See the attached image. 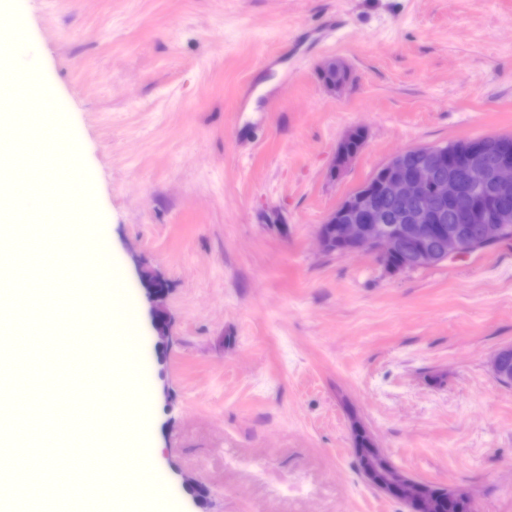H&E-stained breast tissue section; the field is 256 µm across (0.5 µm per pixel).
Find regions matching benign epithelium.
I'll return each instance as SVG.
<instances>
[{
	"label": "benign epithelium",
	"mask_w": 512,
	"mask_h": 512,
	"mask_svg": "<svg viewBox=\"0 0 512 512\" xmlns=\"http://www.w3.org/2000/svg\"><path fill=\"white\" fill-rule=\"evenodd\" d=\"M486 145L469 140L428 146L413 166L403 150L381 166V180L360 187L326 218L333 228L316 236L325 253L343 256L369 252L390 274L439 265L467 251L496 244L512 211L502 201L512 196V149L488 159ZM356 154L337 148L330 172L343 173ZM387 198L399 205L389 215ZM151 325L162 341L170 336L167 295L146 289ZM357 470L370 487L403 503L407 512H436L442 497L448 504L475 512V500L465 489L423 482L405 472L377 446L352 448Z\"/></svg>",
	"instance_id": "obj_1"
}]
</instances>
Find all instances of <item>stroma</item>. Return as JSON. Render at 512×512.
I'll return each instance as SVG.
<instances>
[{"label": "stroma", "mask_w": 512, "mask_h": 512, "mask_svg": "<svg viewBox=\"0 0 512 512\" xmlns=\"http://www.w3.org/2000/svg\"><path fill=\"white\" fill-rule=\"evenodd\" d=\"M26 3V43L4 6L0 38L83 131L35 147L95 177L92 223L71 218L135 324L101 326L98 286L82 332L145 371L163 512H406L359 475L357 421L409 474L512 512V385L488 366L512 346V242L395 276L315 245L395 152L512 135V0ZM330 59L344 89L319 77ZM143 270L168 286L160 363Z\"/></svg>", "instance_id": "35a3bbf8"}]
</instances>
